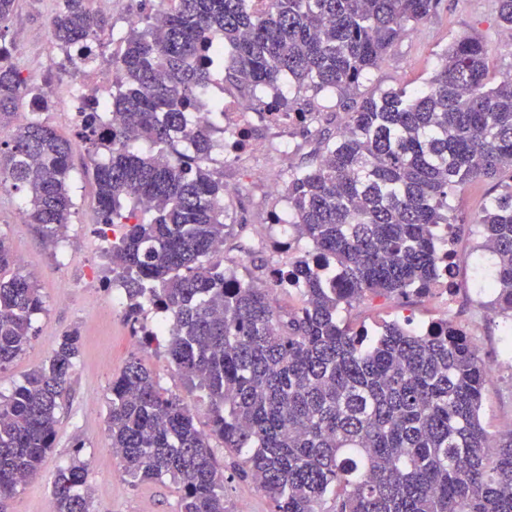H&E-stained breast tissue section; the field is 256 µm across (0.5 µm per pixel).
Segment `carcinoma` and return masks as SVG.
<instances>
[{
  "label": "carcinoma",
  "instance_id": "carcinoma-1",
  "mask_svg": "<svg viewBox=\"0 0 512 512\" xmlns=\"http://www.w3.org/2000/svg\"><path fill=\"white\" fill-rule=\"evenodd\" d=\"M438 2L155 0L108 57L109 98L78 89L79 142L37 117L0 140V192L21 194L24 223L52 238L71 223V158L84 148L122 319L145 342L156 339L145 308L170 319L167 355L207 400L205 432L179 395L127 362L107 425L131 485L166 478L181 489L179 512H232L215 439L273 512H512V432L493 437L480 422L488 372L468 336L392 322L372 338L339 320L369 298L433 290V230L453 223L454 191L512 172V72L490 81L482 40L465 36L425 88L365 98L344 130L322 129L320 159L288 168L287 210L270 212L293 229L298 255L266 262L268 286L214 260L231 235L211 168L224 128L192 123L222 72L245 97L263 90L259 112L296 114L309 133L324 117L314 99L349 97ZM90 3L58 0L49 22L71 76L105 58L109 16ZM15 4L0 0V128L24 99L36 112L49 103L4 39ZM494 22L512 31V0H496ZM477 223L496 258L493 305L512 319V182ZM291 290L297 305L280 304ZM43 308L0 235V371L31 346ZM80 351V332L64 334L0 396V512L52 448ZM87 486L75 459L54 479L50 512H90Z\"/></svg>",
  "mask_w": 512,
  "mask_h": 512
}]
</instances>
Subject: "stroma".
<instances>
[{
    "label": "stroma",
    "instance_id": "stroma-1",
    "mask_svg": "<svg viewBox=\"0 0 512 512\" xmlns=\"http://www.w3.org/2000/svg\"><path fill=\"white\" fill-rule=\"evenodd\" d=\"M56 0H18L5 29L15 47L14 61L31 82L50 85V108L40 118L60 135L72 139L78 130L73 82L60 75L61 55L51 43L48 23ZM495 0H440L426 20L411 25L405 36L383 56L370 79L364 80L356 98L327 103L332 120L346 117L357 99L407 87L422 88L441 65V55L454 38L475 35L488 48L490 77L512 71V46L503 41L504 31L488 24ZM254 149L241 160L216 164L225 183L241 184V191L225 198L226 221L247 222V233L258 244L271 246L281 240L278 226L269 224L272 201L267 185L282 182L288 166L308 162L322 151L317 136L299 130L275 129L263 124L251 132ZM86 155L72 157L71 194L73 216L63 238L46 236L34 224L16 221L17 194L0 193V235L15 255L24 256V270L33 273L41 288L44 310L37 317L31 347L0 372V393L9 394L32 369L46 363L57 339L71 330L82 336V351L72 371L70 391L58 413L54 445L37 474L26 481L6 503V512H49L52 483L59 469L73 458L88 466L92 512H178L179 492L169 480L129 486L114 458L107 429L112 381L130 359H138L159 379L163 388L184 397L194 408L201 429H208L206 402L189 389L163 349L141 344L110 302L112 263L108 244L99 234L98 204L91 179L85 175ZM247 170H260V182L242 181ZM500 192L495 181L481 179L466 185L453 199L456 246L464 256L457 265L452 294L458 304L455 323L479 344L483 362L493 364L483 390L480 418L491 435L512 427V329L503 319L490 320L486 312L491 297L481 274L490 257L482 250L483 238L476 219L487 200ZM440 299L391 297L354 305L342 319L352 328L380 331L387 322L413 320L427 323L441 317ZM224 466V495L229 507L247 506L250 512H271L272 503L252 479L235 469L234 454L217 449Z\"/></svg>",
    "mask_w": 512,
    "mask_h": 512
}]
</instances>
